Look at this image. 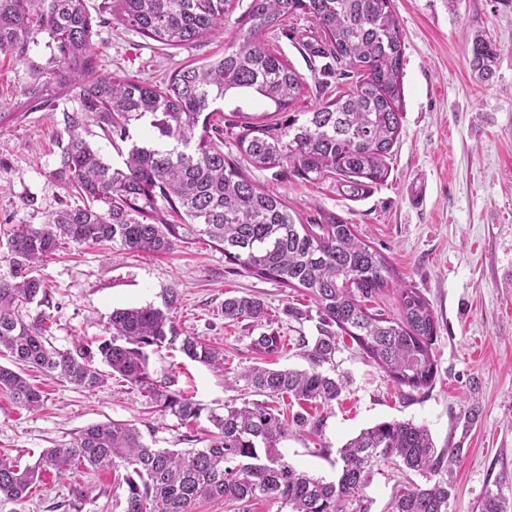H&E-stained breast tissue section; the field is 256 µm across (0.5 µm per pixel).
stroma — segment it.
Segmentation results:
<instances>
[{
    "label": "stroma",
    "mask_w": 512,
    "mask_h": 512,
    "mask_svg": "<svg viewBox=\"0 0 512 512\" xmlns=\"http://www.w3.org/2000/svg\"><path fill=\"white\" fill-rule=\"evenodd\" d=\"M394 6L406 44L405 112L386 182L353 201L331 178L306 181L287 169L253 168L249 175L281 193L304 218L324 210L353 224L388 258L396 278L418 288L437 315V375L419 391L395 385L355 342L341 341L334 369L346 382L342 394L310 407L319 427L295 431L282 451L297 468L333 481L341 467L339 450L350 438L382 421L410 420L429 429L436 448L462 445L448 512H479L486 487L512 477V0H394ZM283 26L264 41L302 75L293 109L303 112L321 102L322 82L335 86L339 79L323 76L322 59L307 51L320 39L310 19L290 17ZM480 32L500 47L496 73L487 82L466 60ZM94 40L98 73L151 85L224 53L220 37L167 48L116 22L97 27ZM53 47L39 31L24 54L0 51L1 276L9 273V231L41 226L82 202L59 175L71 118L81 114L74 92L52 76ZM81 118L83 137L106 162L121 165L128 143L112 141L94 118ZM40 274L49 301L28 305L22 314L30 321L46 318L47 341L61 351L76 339L103 337L113 310L158 307L176 289L178 329L223 348L224 369L214 371L178 349L163 348L150 352L149 370L205 408L220 412L229 401L251 400L239 377L247 368L309 366L299 340L313 338L315 324L284 312L289 305L309 308V297L249 275L208 242L159 255L71 243L47 258ZM246 294L265 301L267 321L225 320V298ZM269 330L282 336L283 348L265 356L251 342ZM28 380L43 392L39 410L27 411L0 391V454L20 465L33 463L43 449L66 446L88 425L109 421L135 424L158 448L206 445L207 418L181 423L156 411L127 383L111 379L89 392L37 372ZM473 409L478 417L471 422ZM125 475L122 468L50 473L28 500L0 501V512H123ZM410 482L422 485L426 479L378 462L363 490L369 512H385L397 487Z\"/></svg>",
    "instance_id": "stroma-1"
}]
</instances>
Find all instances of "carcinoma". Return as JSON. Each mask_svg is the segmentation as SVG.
<instances>
[{"instance_id":"1","label":"carcinoma","mask_w":512,"mask_h":512,"mask_svg":"<svg viewBox=\"0 0 512 512\" xmlns=\"http://www.w3.org/2000/svg\"><path fill=\"white\" fill-rule=\"evenodd\" d=\"M229 0H103L91 13L87 0H0V50L25 51L35 31L54 43L55 73L75 91L81 111L103 131L131 141L123 165L106 163L78 133L73 121L61 173L86 200L55 213L39 228L21 225L7 239L10 274L0 276V356L17 365L0 366V390L35 411L44 402L24 368H35L86 391L115 378L138 387L149 402L180 422L198 420L205 407L152 377L148 351L179 344L189 360L224 371V351L198 336L181 335L174 321L180 297L166 292L163 305L116 309L107 338L82 339L60 351L45 344V319H24L22 309L47 301L39 264L66 243L110 242L124 250L167 253L182 243L208 240L228 263L284 288L306 293L319 317L317 336L306 350L309 367L253 366L239 377L262 401L226 404L208 411L203 448H154L130 423L86 426L64 448H46L20 467L0 455V501L21 503L50 472L70 469H127L124 512H192L202 498L276 501L287 512H349L362 497L371 468L380 460L425 475L429 485H411L391 499L387 512H448L453 482L449 468L462 449L435 447L426 427L393 420L362 430L340 449L337 481L298 470L280 451L307 417L288 420L268 401L327 405L344 381L324 366L333 363L347 336L398 386L432 385L437 364L431 348L437 316L414 286H389L387 258L359 238L354 225L320 212L305 222L283 195L258 186L247 167H291L305 180L331 174L342 191L358 199L390 175L389 160L401 131L402 65L405 42L393 0H250L232 30L225 27ZM167 47L192 45L227 35L224 56L174 72L162 87L133 82L118 73L94 75V26L105 16ZM302 15L321 32L313 49L328 68L351 79L309 112H290L303 77L272 52L263 38L287 17ZM469 67L490 80L499 46L480 33L467 50ZM255 93L275 106L274 123L236 109L231 120L216 108L230 93ZM146 126L137 141L130 128ZM232 132L239 157L224 154V132ZM391 290L399 315L367 307ZM265 303L249 295L224 299V319L267 318ZM264 354L282 347L276 332L252 340ZM502 480L486 489L480 512H508Z\"/></svg>"}]
</instances>
